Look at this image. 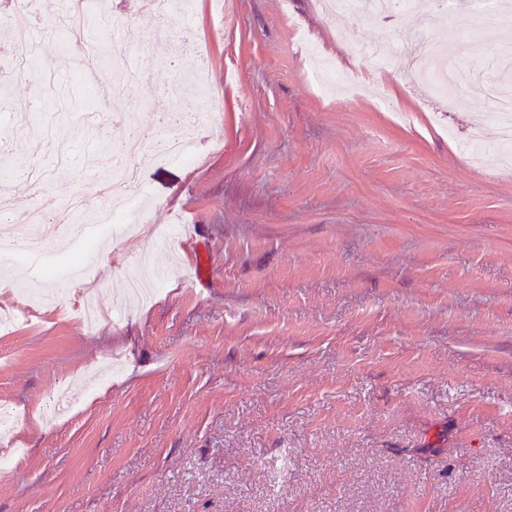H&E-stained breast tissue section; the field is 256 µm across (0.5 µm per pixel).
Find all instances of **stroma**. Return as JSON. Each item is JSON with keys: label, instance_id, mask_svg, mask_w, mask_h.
Wrapping results in <instances>:
<instances>
[{"label": "stroma", "instance_id": "obj_1", "mask_svg": "<svg viewBox=\"0 0 512 512\" xmlns=\"http://www.w3.org/2000/svg\"><path fill=\"white\" fill-rule=\"evenodd\" d=\"M282 2L189 0L181 16L206 39L209 85L187 86L182 108L217 145L144 167L152 206L125 218L191 224L192 238L88 249L56 235L47 307L16 291L30 263L0 253V306L26 313L0 334V407L22 418L0 444V512H512V171L463 151H498L495 122L472 116L503 75L504 31L465 4L420 24ZM114 10L150 66L122 118L62 113V95L81 94L82 43L37 83L17 76L20 50L0 56V89L56 134L48 147L0 111L20 161L0 181L4 223L39 204L68 224L64 192L111 178L113 142L160 135L163 93L185 71L154 64L161 22L146 0ZM450 33L463 39L453 112L405 82L421 36ZM305 35L350 70L355 96L314 86ZM355 39L404 51L381 72L351 59ZM107 250L120 261L103 268ZM198 251L211 275L195 288ZM148 260L155 296L81 329L66 284L90 276L108 309Z\"/></svg>", "mask_w": 512, "mask_h": 512}]
</instances>
